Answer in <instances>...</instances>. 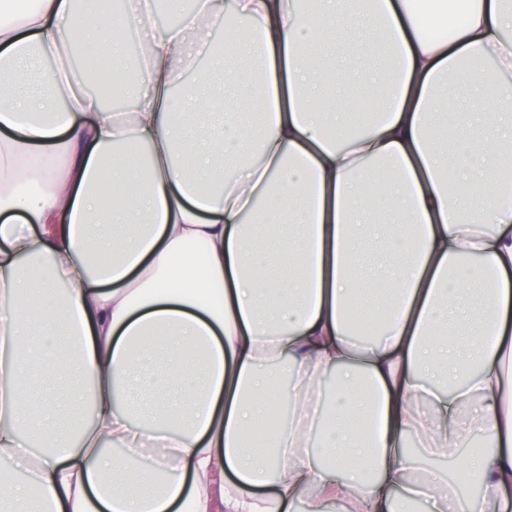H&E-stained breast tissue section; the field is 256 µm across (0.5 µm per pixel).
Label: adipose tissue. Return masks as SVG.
Masks as SVG:
<instances>
[{"instance_id":"adipose-tissue-1","label":"adipose tissue","mask_w":512,"mask_h":512,"mask_svg":"<svg viewBox=\"0 0 512 512\" xmlns=\"http://www.w3.org/2000/svg\"><path fill=\"white\" fill-rule=\"evenodd\" d=\"M153 3L117 30L0 0V505L512 512V8L194 0L158 31ZM129 34L112 112L72 47L120 91ZM359 283L386 291L364 342ZM476 433L464 499L421 460Z\"/></svg>"}]
</instances>
